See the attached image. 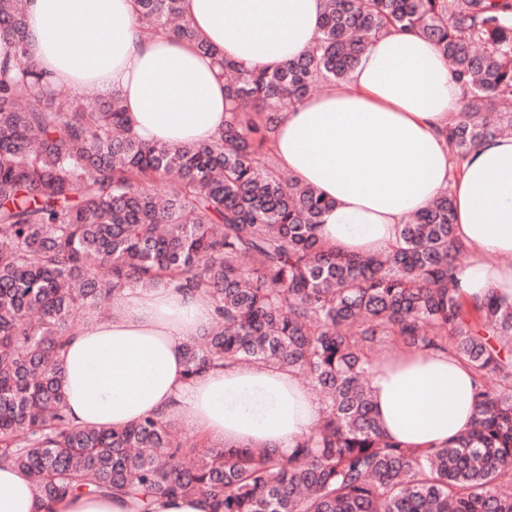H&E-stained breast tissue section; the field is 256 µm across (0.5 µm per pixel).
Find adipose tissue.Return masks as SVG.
<instances>
[{"instance_id": "adipose-tissue-1", "label": "adipose tissue", "mask_w": 512, "mask_h": 512, "mask_svg": "<svg viewBox=\"0 0 512 512\" xmlns=\"http://www.w3.org/2000/svg\"><path fill=\"white\" fill-rule=\"evenodd\" d=\"M325 0H183L193 27L225 59L272 70L318 35ZM32 52L48 87L119 91L133 133L169 145L213 141L229 114L224 82L193 45L146 32L134 0H26ZM91 34V41L76 37ZM463 94L423 36L373 38L346 81L282 114L274 156L331 202L319 237L342 253L391 247L409 214L443 192L453 197L454 235L466 254L455 277L463 298L512 304V137L484 141L452 169L443 130ZM213 317L201 292L131 288L107 318L74 330L60 352L69 417L121 429L147 415L182 422L209 440L288 454L321 415L293 372L227 364L189 379L182 345ZM370 387L382 433L405 447H448L471 425L473 370L449 350L402 349L375 363ZM0 512H127L123 501L74 495L46 503L29 474L0 467Z\"/></svg>"}]
</instances>
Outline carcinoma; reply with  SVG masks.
Returning a JSON list of instances; mask_svg holds the SVG:
<instances>
[{"label": "carcinoma", "mask_w": 512, "mask_h": 512, "mask_svg": "<svg viewBox=\"0 0 512 512\" xmlns=\"http://www.w3.org/2000/svg\"><path fill=\"white\" fill-rule=\"evenodd\" d=\"M153 32L216 55L182 0H135ZM431 41L464 93L445 136L458 161L512 133V0H325L312 48L268 71L217 58L230 117L208 144L146 143L119 92L88 108L45 88L22 0H0V465L31 476L52 503L115 496L128 512L202 495L211 512H512V304L465 302L453 271L451 194L401 225L373 256L327 248L316 234L330 201L284 182L272 144L281 112L345 81L389 29ZM177 178L166 195L158 187ZM205 293L215 318L183 345L186 374L262 361L309 381L319 424L289 454L199 441L172 420L123 430L68 417L58 356L79 312L128 287ZM448 348L478 375L471 427L417 451L375 420L368 350Z\"/></svg>", "instance_id": "cac0c4a2"}]
</instances>
